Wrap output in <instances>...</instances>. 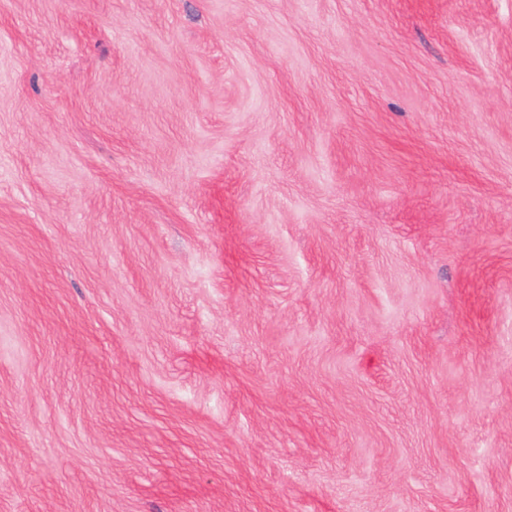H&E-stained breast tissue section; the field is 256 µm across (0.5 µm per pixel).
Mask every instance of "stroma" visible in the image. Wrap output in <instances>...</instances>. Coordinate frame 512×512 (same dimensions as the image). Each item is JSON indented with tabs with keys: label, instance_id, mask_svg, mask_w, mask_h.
<instances>
[{
	"label": "stroma",
	"instance_id": "obj_1",
	"mask_svg": "<svg viewBox=\"0 0 512 512\" xmlns=\"http://www.w3.org/2000/svg\"><path fill=\"white\" fill-rule=\"evenodd\" d=\"M0 512H512V0H0Z\"/></svg>",
	"mask_w": 512,
	"mask_h": 512
}]
</instances>
